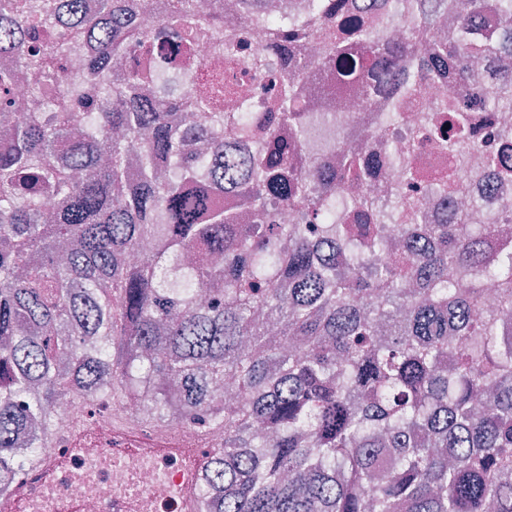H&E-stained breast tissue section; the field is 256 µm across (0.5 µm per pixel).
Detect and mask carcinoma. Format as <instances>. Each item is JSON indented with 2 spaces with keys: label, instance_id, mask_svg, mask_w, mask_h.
Segmentation results:
<instances>
[{
  "label": "carcinoma",
  "instance_id": "cac0c4a2",
  "mask_svg": "<svg viewBox=\"0 0 512 512\" xmlns=\"http://www.w3.org/2000/svg\"><path fill=\"white\" fill-rule=\"evenodd\" d=\"M237 9L275 49L310 34L322 60L274 69L224 32L195 0H0V498L57 436L62 394L104 406H144L200 435L224 434L198 486L202 512H512V256L488 269L469 229L400 218L396 262L375 268L378 224H338L367 211L365 146L343 143L337 171L306 162L299 104L325 103L345 81L406 57L427 76L448 61L443 92L476 63L492 74L491 109H512V0H467L457 14H411L407 37L381 36L390 11L365 17L332 0L301 14ZM496 16L477 33L472 19ZM63 28L92 44L86 79L105 86L88 105L59 93ZM211 43L226 70L269 78L262 122L216 77L150 88L147 74L110 75L140 52L159 70L199 68ZM31 84L51 111L17 95ZM423 136L467 146L465 106ZM412 148L384 163L414 184ZM436 192L460 193L453 173ZM286 209L308 223H278ZM470 277L448 281V267ZM208 287L197 300L165 273ZM498 282L497 310L483 281ZM275 322L287 353L269 336ZM234 377L239 400L213 387Z\"/></svg>",
  "mask_w": 512,
  "mask_h": 512
}]
</instances>
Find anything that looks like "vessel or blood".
Wrapping results in <instances>:
<instances>
[{
    "mask_svg": "<svg viewBox=\"0 0 512 512\" xmlns=\"http://www.w3.org/2000/svg\"><path fill=\"white\" fill-rule=\"evenodd\" d=\"M68 453L74 458H96L100 464H119L130 460L174 464L177 478L171 489L139 490L134 481L114 492L103 503V512H159L166 492L176 496L175 512H201L196 488L211 454L207 448L183 450L176 439H151L120 422L112 425V439L93 443L84 432H71ZM61 482V470L55 452H46L29 467L8 495L0 500V512H13L16 503L26 505L27 512H51Z\"/></svg>",
    "mask_w": 512,
    "mask_h": 512,
    "instance_id": "b4317fda",
    "label": "vessel or blood"
}]
</instances>
